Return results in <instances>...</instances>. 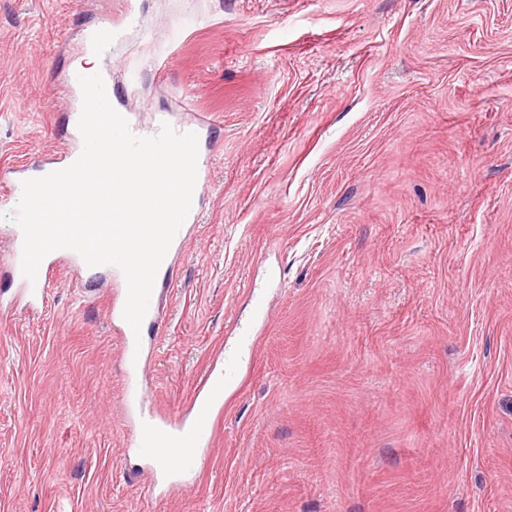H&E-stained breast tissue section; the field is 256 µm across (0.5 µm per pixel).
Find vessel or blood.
<instances>
[{"instance_id": "vessel-or-blood-1", "label": "vessel or blood", "mask_w": 512, "mask_h": 512, "mask_svg": "<svg viewBox=\"0 0 512 512\" xmlns=\"http://www.w3.org/2000/svg\"><path fill=\"white\" fill-rule=\"evenodd\" d=\"M83 140L80 132H73L72 142L61 150L59 157L43 161V171L52 173L67 168L80 156ZM28 173L23 168L0 170V187L13 200H20L22 183ZM197 220L196 213H189L186 226L180 227L161 263L162 270H171L176 255L186 241L189 224ZM23 235L15 233L7 261V274L18 284V299L34 311L43 309L48 299V288L57 269L58 257L81 263L82 258L72 250L50 252L40 263L36 281H29L22 273ZM117 284L112 293L111 314L117 323L122 340L124 374V409L131 424L130 450L146 461L149 469L145 478L149 485L164 481L183 489H191L197 476L207 464V453L212 446L216 431L214 416L224 410V391L238 384V358L228 353L224 356V368L219 374L206 375L195 388L190 399L188 415L172 417L165 409L147 407L142 394L149 354L136 348V338L131 326L123 317L127 291L123 287L125 277L120 269H113Z\"/></svg>"}]
</instances>
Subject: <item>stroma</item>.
I'll return each instance as SVG.
<instances>
[{"label":"stroma","instance_id":"obj_1","mask_svg":"<svg viewBox=\"0 0 512 512\" xmlns=\"http://www.w3.org/2000/svg\"><path fill=\"white\" fill-rule=\"evenodd\" d=\"M123 0H0V166L67 142ZM134 121L210 119L148 396L269 306L191 490L126 458L112 273L0 312V512H512V0H136Z\"/></svg>","mask_w":512,"mask_h":512}]
</instances>
